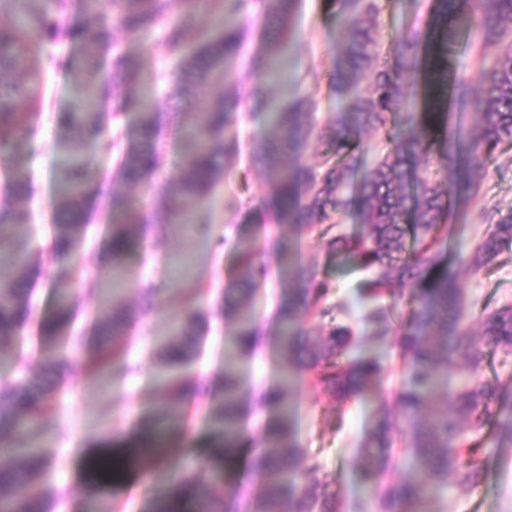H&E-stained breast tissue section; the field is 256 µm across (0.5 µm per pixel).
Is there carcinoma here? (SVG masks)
<instances>
[{
	"mask_svg": "<svg viewBox=\"0 0 512 512\" xmlns=\"http://www.w3.org/2000/svg\"><path fill=\"white\" fill-rule=\"evenodd\" d=\"M39 0H0V4L25 5L22 27L0 28V151L30 142L37 131V108L41 98L42 68L34 60L33 45L44 39L65 38L82 46L77 55L52 58L49 64L74 73L77 108L60 112L57 122L83 142L101 150L117 151V179L140 183L149 179L160 160L161 131L165 113L139 96L143 76L138 62L123 51L110 52L112 31L121 28L138 35L162 29L168 46L182 49V34L194 25L198 0H180L177 21L170 20L171 0H82L92 27L66 21L67 0H57L58 14L36 7ZM222 27L208 31L182 58L176 71L180 88H200L224 77L230 63L242 52L245 30L240 21L263 17L257 60L264 67L288 46L289 20L296 0H218ZM345 18L346 44L341 63L331 79L336 96L345 107L336 118L317 127L313 116L315 97L310 95L287 107L256 98L246 86L224 96L199 103L190 100L191 112L185 130L187 154L183 167L162 194L160 211L166 219L184 224V203L209 204L214 190L224 180V159L240 153L239 128L242 108L263 111L270 136L251 142L252 162L267 171L264 204L247 218L251 231L236 237L233 247L238 263L224 289V318L236 330L224 347V381L221 394L213 398L207 415L224 437V460H229L240 437L241 414L247 392L233 359L248 355L260 336L248 296L261 286L267 267L256 260L261 232L272 233L282 224L301 228L324 241L326 252L336 260H350L374 277L366 293L387 299L369 308L364 319L373 334L392 338L401 360L395 389L399 413L380 402L359 448L358 470L363 484L373 492L376 512H441L433 494L452 485L461 491L480 486L486 476V444L512 447V380L481 377L484 351L512 354V306L488 313L482 319L481 336L486 350L475 347L469 326L462 317L463 289L441 264L451 244L453 213L451 186L429 177L426 166L432 154L441 162L457 151L458 139L448 133L445 112H404V74L417 67L427 53V78L431 102L445 105L448 91V16L466 12L483 46L500 45L495 53L482 51L480 72L482 95L472 101L477 121L467 132L472 150L494 156L502 144H512V42L503 44L512 30V0H432V38L423 40L417 27L402 31L387 51L376 37V0H336ZM112 54V77L100 79L107 54ZM371 71L367 86L359 91V78ZM125 95L112 98V112H101L112 87ZM130 110L138 120L110 133L109 120H118ZM375 129L385 135L388 150L374 160L359 182H354L361 132ZM322 147L316 168L288 166L300 141L310 137ZM415 173L411 196L403 193L409 172ZM92 183L84 157L73 149L64 153L61 198L54 214L51 252L66 258L82 241L86 213L84 200ZM29 183L16 180L0 199V251L13 250L10 230L29 223L30 214L15 200L28 196ZM112 210L122 213L119 223L106 227L103 248L114 259L129 253L134 245L129 225L137 224L140 212L127 200L108 198ZM359 215L355 234L329 236L333 219H341L349 208ZM490 224L480 242L465 257L475 272L491 265L505 250L512 251V209L489 216ZM281 275L297 279L301 287L283 294L276 312V340L288 353L278 387L259 397V404L277 416L265 426L267 450L251 459L250 470L259 483L251 499V512H337L336 492L322 482L302 481L320 469L316 457L296 441L292 413L288 409V385L298 376L308 386L338 403L367 395L382 372L379 359L350 353L351 328L338 319L340 307L327 303L331 287L320 264L283 265ZM31 282L27 272L0 267V338L16 335L29 322ZM71 318L67 303L45 319L40 334L54 339L63 334ZM319 325L322 333L302 331L301 319ZM192 314L187 325L176 328L158 352L162 379L172 380V400L180 404L198 391L190 370L197 345L186 326L197 325ZM128 313L119 305L98 312L93 329L104 338L126 330ZM75 358L90 369H101L121 360L119 352L97 343L92 351L81 338L72 340L68 352H60L43 363L54 371ZM467 362L463 385L449 391L448 370L458 360ZM56 387L41 377L21 371L5 388L0 387V444L5 437L32 425L49 410ZM409 451L413 474L397 486L387 484L393 452ZM50 461L37 448L12 449V463L0 470V512H52L61 491L44 484ZM126 460L106 453L91 465L93 484L110 482L126 470ZM218 471L187 467L178 481H191L196 497L175 505L164 496L155 501L153 512H238L236 489L212 495L208 485Z\"/></svg>",
	"mask_w": 512,
	"mask_h": 512,
	"instance_id": "obj_1",
	"label": "carcinoma"
}]
</instances>
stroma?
<instances>
[{
  "label": "stroma",
  "mask_w": 512,
  "mask_h": 512,
  "mask_svg": "<svg viewBox=\"0 0 512 512\" xmlns=\"http://www.w3.org/2000/svg\"><path fill=\"white\" fill-rule=\"evenodd\" d=\"M376 34L382 45H390L394 36L409 27L426 30L431 26V0H378ZM453 50L448 56V75L464 81L467 97H475L481 77L474 64L477 38L458 19L448 21ZM113 41L140 63L144 77L143 91L151 96L160 111L178 113L187 101L179 93L172 72L176 58L160 32L127 35L114 30ZM344 39L342 18L334 0H298L292 19V34L284 60V76L276 80L255 77L245 60L230 64L223 80L197 90L200 99L222 96L239 84L256 86L272 103L287 105L308 97L309 68H317L324 78L336 71L339 57L336 46ZM76 46L68 40L45 41L37 58L44 62L42 108L38 133L30 145L13 151L11 159L0 163V191L16 179L34 180V194L24 204L35 213V228L20 226L11 236L27 245L28 268L34 282L32 302L35 320L21 335L0 339V386L9 384L16 375V361H23L28 372L38 373L42 367L38 350L43 344L39 326L57 308L55 284L70 292L76 311L75 328L83 329L87 342L95 336L88 317L98 309L121 303L131 316L127 338L128 351L138 367L129 371L122 366L94 374L84 366L72 368L59 380L60 394L52 411L44 413L30 432H16L10 437L13 447L40 444L41 450L54 463L47 482L64 490L63 512H147L152 494L169 489L170 477L186 462L200 464L212 459L213 432L195 402L184 403L182 410H172L169 392L163 388L156 365L159 349L172 326L183 323L187 306L194 305L208 313L205 330L198 338L201 355L194 365L204 392L218 388L224 376V341L235 330L224 320L219 306L224 300V286L237 262L231 247L213 251L199 231L209 226L214 235L245 223L248 212L266 196V172L246 157L225 161L226 176L215 190L214 202L208 208H191L195 228H183L158 222L155 208L158 197L169 184L176 169L185 159V143L180 134L167 131L161 164L147 183L119 185L141 209L146 221L131 227L135 248L125 258L115 260L95 244L102 221L99 210H92L89 222V243L79 245L73 256L64 262L48 255L51 239L49 226L58 199L59 159L69 142L66 130L56 120L58 112L76 104L73 93L75 79L47 66L49 56L63 57ZM482 170L480 192L469 197L464 184H456V219L453 226L455 248L471 251L483 236L486 223L482 209L508 211L512 208V169H498L493 160L482 155L463 156L449 161L441 178L449 174L467 175ZM280 235L287 241L301 263L319 262L333 291L330 302L348 305L345 318L355 332V353L378 357L384 365L372 396L336 405L306 384L293 382L288 391V404L293 410L297 440L309 454L317 457L320 478L329 480L336 492L338 512H359L358 505L366 498V487L358 476V448L378 398L392 399L400 361L389 343L374 338L363 322L365 304L361 291L365 276L349 265L329 259L323 245L305 232L282 227ZM258 258L270 271L265 285L252 295L258 323L270 326L281 294L289 283L279 276L276 253L260 247ZM453 271L464 292L465 321L479 327L484 313L512 304V253H503L488 269L473 273L456 257H449ZM156 284L158 290L146 295L145 284ZM284 359L274 339L263 340L252 355L238 360L237 370L244 386L255 399L274 387L283 373ZM343 417L342 429H335L336 417ZM269 417L265 408L250 404L244 418V444L236 462L224 470V482L218 493L252 483L250 461L264 447L263 429ZM166 419L176 423L172 448L164 457L138 456L122 479L103 485L98 494L88 492L87 467L90 459L112 445L131 441L135 432L147 423ZM484 483L471 491L448 488L442 494L444 512H512V447L492 448Z\"/></svg>",
  "instance_id": "stroma-1"
}]
</instances>
